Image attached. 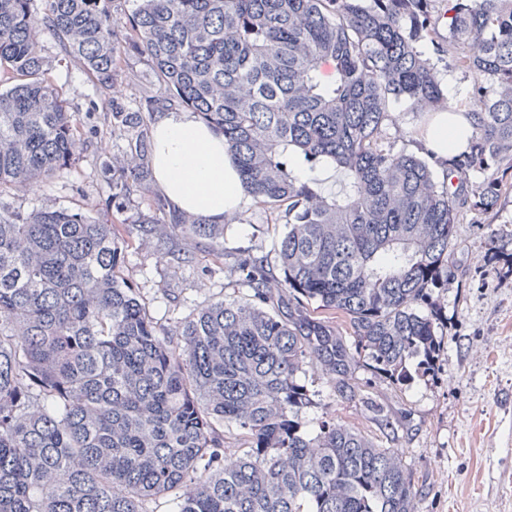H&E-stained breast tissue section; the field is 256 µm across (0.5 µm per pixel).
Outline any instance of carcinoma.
Listing matches in <instances>:
<instances>
[{"instance_id":"obj_1","label":"carcinoma","mask_w":512,"mask_h":512,"mask_svg":"<svg viewBox=\"0 0 512 512\" xmlns=\"http://www.w3.org/2000/svg\"><path fill=\"white\" fill-rule=\"evenodd\" d=\"M0 0V193L74 163L76 115L45 76L50 35L107 91L125 49L158 92L112 105V206L179 263L186 237L224 255V225L155 190L154 114L196 113L224 136L240 185L284 214L282 276L233 263L247 298L175 326L118 275L115 222L82 210L0 212V512H420L397 448L301 413L311 364L338 401L361 364L395 385L433 369L461 210L498 206L512 170V0ZM336 65L321 83L319 64ZM472 80L465 150L439 169L385 142L390 106L444 100L438 64ZM332 165L327 194L298 170ZM177 340H172V337ZM418 359L415 369L409 368ZM238 431L234 458L224 428Z\"/></svg>"}]
</instances>
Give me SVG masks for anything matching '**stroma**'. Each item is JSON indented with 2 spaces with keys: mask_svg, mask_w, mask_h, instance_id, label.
I'll return each mask as SVG.
<instances>
[{
  "mask_svg": "<svg viewBox=\"0 0 512 512\" xmlns=\"http://www.w3.org/2000/svg\"><path fill=\"white\" fill-rule=\"evenodd\" d=\"M42 55L49 79L62 91L68 111L80 120L84 148L71 168L46 182L0 194V210L28 213L51 205L59 209L90 207L115 220L105 207L110 183L103 166L120 158L123 143L111 133L109 104L82 65L68 57L57 40L43 37ZM125 79L115 102L137 111L144 90L155 88L149 64L135 53L122 59ZM496 209L460 218L450 282L439 298L447 315L434 375L399 386L361 366L353 382L364 402L334 400L328 379L310 369L306 379L317 393L303 420L317 430L326 413L354 426L383 448L404 449L406 464L421 489L422 512H512V266L491 264L486 252L500 237L512 253V170L502 176ZM281 213L243 197L238 223L224 227V249H244L276 263L274 246L284 230ZM121 256L124 279L147 299L155 317L176 324L209 301L243 297L230 269L214 261L209 241L187 247L191 265L178 264L153 241L130 235ZM383 406L392 421L381 427L369 402Z\"/></svg>",
  "mask_w": 512,
  "mask_h": 512,
  "instance_id": "1",
  "label": "stroma"
}]
</instances>
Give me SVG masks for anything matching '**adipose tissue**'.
I'll return each mask as SVG.
<instances>
[{"label": "adipose tissue", "mask_w": 512, "mask_h": 512, "mask_svg": "<svg viewBox=\"0 0 512 512\" xmlns=\"http://www.w3.org/2000/svg\"><path fill=\"white\" fill-rule=\"evenodd\" d=\"M474 103L449 96L446 107L427 115L423 146L433 160L447 163L449 152L462 151ZM154 179L172 208L201 217L234 216L242 190L224 151V138L189 112H168L154 122Z\"/></svg>", "instance_id": "ef3b65f1"}]
</instances>
